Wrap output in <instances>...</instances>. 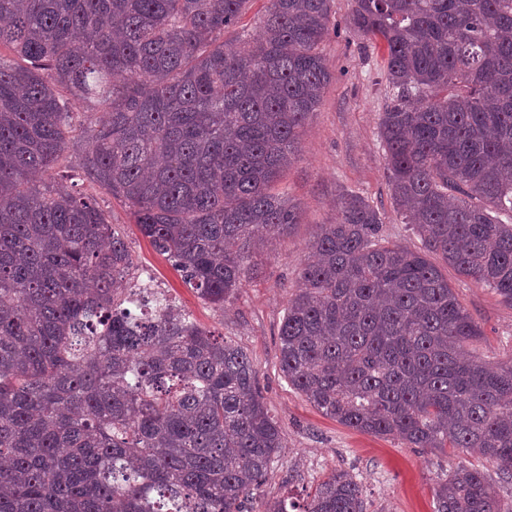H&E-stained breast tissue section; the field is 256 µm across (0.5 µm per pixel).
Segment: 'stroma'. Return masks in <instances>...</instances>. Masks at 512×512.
<instances>
[{
    "label": "stroma",
    "instance_id": "35a3bbf8",
    "mask_svg": "<svg viewBox=\"0 0 512 512\" xmlns=\"http://www.w3.org/2000/svg\"><path fill=\"white\" fill-rule=\"evenodd\" d=\"M333 10L334 26L322 44L333 78L302 133L299 159L281 181L300 219L279 236L275 255L263 258L260 273L243 282L223 309L187 288L167 257L140 233L131 208L92 189L73 162L63 161L51 176L95 193L131 251L136 272L150 273L159 293L251 357L264 403L284 442L250 501L251 512H263L265 502L282 498L303 512L310 494L337 470L350 471L361 482L367 512H433L436 481L462 461V454L416 451L399 440L336 422L289 385L277 358L279 328L300 264L318 225L334 222L340 194L360 195L377 208L390 240L411 248L420 245L397 213L388 187L378 128L389 96L383 44L355 32L349 0H334ZM448 281L482 330L471 354L493 363L512 360V306L490 290L460 281L456 273H449Z\"/></svg>",
    "mask_w": 512,
    "mask_h": 512
}]
</instances>
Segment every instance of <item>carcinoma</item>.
I'll return each instance as SVG.
<instances>
[{"label": "carcinoma", "instance_id": "1", "mask_svg": "<svg viewBox=\"0 0 512 512\" xmlns=\"http://www.w3.org/2000/svg\"><path fill=\"white\" fill-rule=\"evenodd\" d=\"M0 0V512H248L283 448L240 346L166 297L122 307L133 258L96 197L44 177L75 141L90 183L199 298L224 302L298 223L277 188L332 72L334 0ZM386 49L379 118L391 197L421 240L341 195L279 329L315 408L409 448H457L512 478V362L442 266L512 307V0H350ZM442 261L437 265L431 260ZM434 512H512L457 465ZM304 512H365L346 470ZM268 5V0H253L250 9L246 15H244L240 23L229 29L228 32L224 33V41L235 38L243 30H254L256 24L259 22L261 14Z\"/></svg>", "mask_w": 512, "mask_h": 512}]
</instances>
